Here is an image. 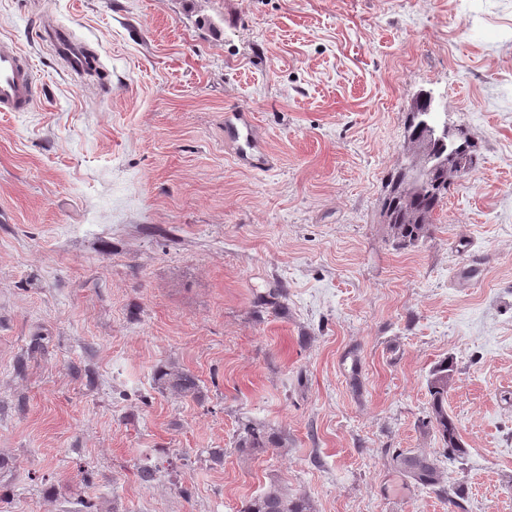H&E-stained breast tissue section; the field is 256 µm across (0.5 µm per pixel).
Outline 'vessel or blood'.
Returning <instances> with one entry per match:
<instances>
[{"label":"vessel or blood","instance_id":"1","mask_svg":"<svg viewBox=\"0 0 512 512\" xmlns=\"http://www.w3.org/2000/svg\"><path fill=\"white\" fill-rule=\"evenodd\" d=\"M59 59L71 74L91 81L94 85H104L101 76L102 65L97 54L87 45L74 41L62 30L49 31ZM36 86L31 66L27 59L13 46L0 45V112H28L37 101ZM224 134L238 145V156L252 158L258 142V133L248 115L239 110L224 115Z\"/></svg>","mask_w":512,"mask_h":512}]
</instances>
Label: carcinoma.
Masks as SVG:
<instances>
[{"label":"carcinoma","instance_id":"cac0c4a2","mask_svg":"<svg viewBox=\"0 0 512 512\" xmlns=\"http://www.w3.org/2000/svg\"><path fill=\"white\" fill-rule=\"evenodd\" d=\"M438 104L430 92L419 94L411 103L406 117L404 154L406 161L393 172L386 185L382 215L391 220L387 225L393 245L408 249L427 237L433 216L448 194L452 181L472 171L478 164L476 146L461 128L443 130L438 124ZM454 364L445 358L430 371L428 389L432 398L430 422L450 456L467 453L455 420L448 414L445 397L453 380ZM163 390L181 396H195L199 385L196 377L176 367H161L154 376ZM279 444L276 437L251 423L239 427L236 448L241 453L263 452ZM397 464L415 484L432 489L459 512H467L463 493L442 482L437 461L428 456H396ZM238 512H310L305 499L291 498L279 485L272 484L261 496L242 504Z\"/></svg>","mask_w":512,"mask_h":512}]
</instances>
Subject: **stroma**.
<instances>
[{
    "instance_id": "stroma-1",
    "label": "stroma",
    "mask_w": 512,
    "mask_h": 512,
    "mask_svg": "<svg viewBox=\"0 0 512 512\" xmlns=\"http://www.w3.org/2000/svg\"><path fill=\"white\" fill-rule=\"evenodd\" d=\"M1 38L39 99L0 112V512H239L274 482L313 512H452L397 450L512 512V0H0ZM422 90L479 162L398 250L381 208ZM231 109L268 166L235 158ZM446 357L457 460L420 427ZM247 421L280 447L239 453ZM48 36L54 42L56 55L71 74L86 81H93V85L98 88L100 86L103 89L107 86L106 80L100 77L103 68L99 55L92 52L84 43L74 41L63 30L49 29ZM154 380L159 388L181 396L195 397L199 391L196 377L182 368L160 367L155 373Z\"/></svg>"
}]
</instances>
